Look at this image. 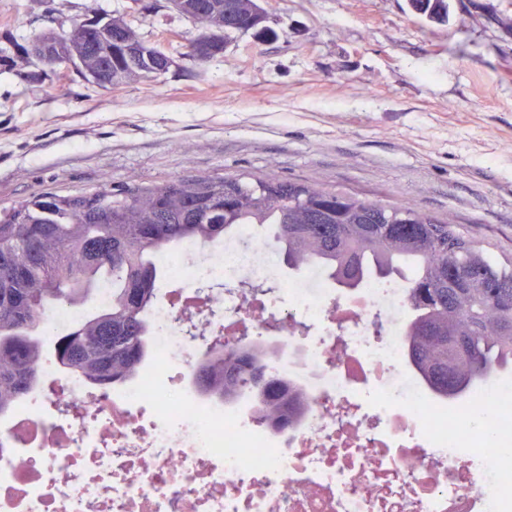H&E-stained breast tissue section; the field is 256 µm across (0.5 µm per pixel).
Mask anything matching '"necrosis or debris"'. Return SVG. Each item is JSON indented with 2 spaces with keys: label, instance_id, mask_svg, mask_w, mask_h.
I'll return each mask as SVG.
<instances>
[{
  "label": "necrosis or debris",
  "instance_id": "4bbe7bcc",
  "mask_svg": "<svg viewBox=\"0 0 512 512\" xmlns=\"http://www.w3.org/2000/svg\"><path fill=\"white\" fill-rule=\"evenodd\" d=\"M206 263L167 262L180 290L150 316L151 370L122 389L101 395L44 359L52 386L0 423V512H512V393L456 408L413 379L399 282L348 291L307 271L253 304L274 257L251 226ZM210 280L223 292L204 293ZM182 313L200 336L246 324L272 352L266 375L304 389L302 419L273 433L232 403L167 390L159 372L195 371L172 326Z\"/></svg>",
  "mask_w": 512,
  "mask_h": 512
}]
</instances>
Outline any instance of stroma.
Instances as JSON below:
<instances>
[{
  "label": "stroma",
  "mask_w": 512,
  "mask_h": 512,
  "mask_svg": "<svg viewBox=\"0 0 512 512\" xmlns=\"http://www.w3.org/2000/svg\"><path fill=\"white\" fill-rule=\"evenodd\" d=\"M274 39L200 64L168 0H0V209L45 192L248 172L452 222L512 259V0H268ZM121 16L175 60L103 88L30 58L41 33ZM410 9L430 20H443L448 15V5L445 0H408Z\"/></svg>",
  "instance_id": "obj_1"
}]
</instances>
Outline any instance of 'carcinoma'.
<instances>
[{"instance_id": "obj_1", "label": "carcinoma", "mask_w": 512, "mask_h": 512, "mask_svg": "<svg viewBox=\"0 0 512 512\" xmlns=\"http://www.w3.org/2000/svg\"><path fill=\"white\" fill-rule=\"evenodd\" d=\"M225 39L252 29L258 42L274 37L250 22L249 0H169ZM430 20L448 15L446 0H408ZM117 17L45 32L48 65L77 57L76 70L115 86L106 52ZM243 224L260 228L288 267L322 270L338 287L398 277L408 320L404 357L439 401L465 397L512 367V261L493 259L474 240L410 203L382 204L302 181L253 174L190 176L118 193L104 186L81 195L45 193L0 211V418L41 382L49 314L84 303L101 284L111 288L104 309L85 315L58 338V365L69 376L107 392L134 378L149 356L148 315L163 268L155 255L185 244L218 248ZM269 351L228 345L196 367L202 391L226 398L252 393L262 421L282 431L306 410L304 391L283 378L263 380Z\"/></svg>"}]
</instances>
